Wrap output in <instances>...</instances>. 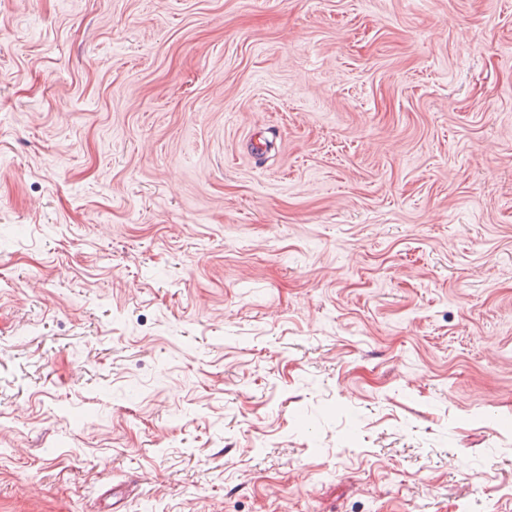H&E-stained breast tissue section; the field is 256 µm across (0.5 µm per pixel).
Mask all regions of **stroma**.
Instances as JSON below:
<instances>
[{
    "mask_svg": "<svg viewBox=\"0 0 512 512\" xmlns=\"http://www.w3.org/2000/svg\"><path fill=\"white\" fill-rule=\"evenodd\" d=\"M0 512H512V0H0Z\"/></svg>",
    "mask_w": 512,
    "mask_h": 512,
    "instance_id": "35a3bbf8",
    "label": "stroma"
}]
</instances>
